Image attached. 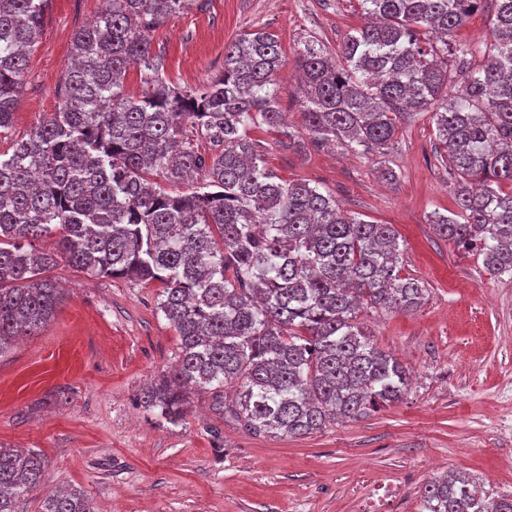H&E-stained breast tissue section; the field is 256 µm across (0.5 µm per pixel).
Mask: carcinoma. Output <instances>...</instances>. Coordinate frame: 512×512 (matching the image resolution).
Masks as SVG:
<instances>
[{"instance_id":"carcinoma-1","label":"carcinoma","mask_w":512,"mask_h":512,"mask_svg":"<svg viewBox=\"0 0 512 512\" xmlns=\"http://www.w3.org/2000/svg\"><path fill=\"white\" fill-rule=\"evenodd\" d=\"M50 0H0V134L13 125L26 51ZM362 25L336 56L308 40L296 68L303 137L387 155L401 118L430 112L456 178L457 210L434 216L448 241L512 276V0H492V41L454 39L484 0H358ZM198 0H109L76 30L57 109L0 152V356L34 336L63 301L60 263L94 276L157 283V310L179 341L175 367L140 406L178 426L207 395L255 435L301 437L399 400L408 370L356 323L360 307L420 306L401 275L396 231L344 211L304 180L267 169L249 130L285 125L281 48L266 31L224 48V70L189 91L169 86L150 33ZM147 90L126 94L128 69ZM209 141L199 148L197 137ZM173 195L157 179L181 184ZM53 249L36 248L43 237ZM45 460L0 443V512L44 484ZM421 512H512L464 475L430 481ZM41 512H95L76 488Z\"/></svg>"}]
</instances>
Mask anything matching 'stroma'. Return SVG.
Instances as JSON below:
<instances>
[{
	"instance_id": "35a3bbf8",
	"label": "stroma",
	"mask_w": 512,
	"mask_h": 512,
	"mask_svg": "<svg viewBox=\"0 0 512 512\" xmlns=\"http://www.w3.org/2000/svg\"><path fill=\"white\" fill-rule=\"evenodd\" d=\"M104 8L105 0H51L0 152L55 110L72 35ZM360 23L358 0H204L150 39L166 82L191 90L222 71L236 36L273 34L281 109L297 127V51L316 40L336 53ZM250 136L281 179L307 181L348 213L393 225L402 273L424 282L425 300L410 313L367 308L358 321L409 369L408 391L366 418L301 438L251 434L202 395L192 397L184 424L156 422L138 397L178 353L156 309L159 285L62 264L54 275L66 298L54 317L0 356V442L40 451L47 463L44 486L20 512H40L57 487L84 490L96 512H363L369 489L383 485L386 512H418L424 486L449 469L512 492V276L490 275L481 257L442 240L432 224L455 204L430 113L401 121L385 158L391 180L347 147L291 151L264 125ZM214 427L223 447L214 445Z\"/></svg>"
}]
</instances>
